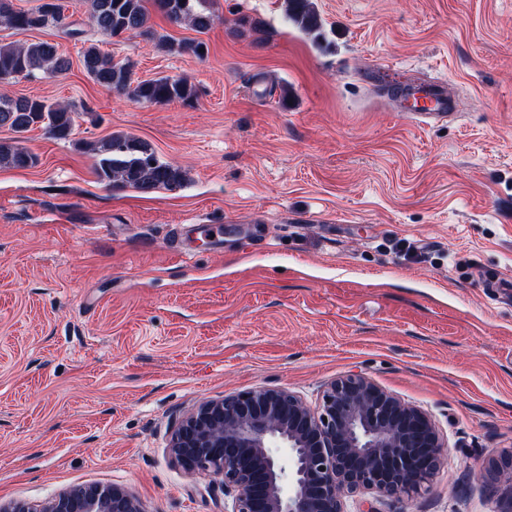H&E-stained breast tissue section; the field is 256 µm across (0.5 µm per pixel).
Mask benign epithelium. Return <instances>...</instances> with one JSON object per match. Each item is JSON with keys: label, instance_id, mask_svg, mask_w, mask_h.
Wrapping results in <instances>:
<instances>
[{"label": "benign epithelium", "instance_id": "7a95c632", "mask_svg": "<svg viewBox=\"0 0 512 512\" xmlns=\"http://www.w3.org/2000/svg\"><path fill=\"white\" fill-rule=\"evenodd\" d=\"M445 442L423 409L361 373L327 383L319 407L284 388H259L203 402L172 434L184 469L208 475L230 498L226 512H374L367 495L411 496L446 461ZM512 472V450L488 460ZM0 512H145L128 489L88 483Z\"/></svg>", "mask_w": 512, "mask_h": 512}]
</instances>
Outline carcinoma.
<instances>
[{
	"label": "carcinoma",
	"mask_w": 512,
	"mask_h": 512,
	"mask_svg": "<svg viewBox=\"0 0 512 512\" xmlns=\"http://www.w3.org/2000/svg\"><path fill=\"white\" fill-rule=\"evenodd\" d=\"M89 14L97 31L107 37L123 34L145 36L167 51L199 58L207 45L198 39L174 40L153 28L152 12L174 24H186L198 33L209 29L215 20L209 0H87ZM286 19L306 33L321 29L320 16L311 0H286ZM0 20L18 29L41 28L62 21L56 0H47L35 11H17L12 0H0ZM83 67L98 85L127 94L136 101L165 105L187 101L192 87L184 79L168 76L133 83L132 64L116 60L92 44L83 53ZM69 61L57 46L47 41L0 46V83L36 72L51 75L65 73ZM78 113L69 105L41 98L0 95V127L16 134L41 129L56 140H68L74 134ZM82 149L97 157L94 172L99 181L130 187L141 192L170 189L185 180L178 167L160 160L149 144L125 134H113L101 143H82ZM38 156L19 141L0 140V167L26 169L36 166Z\"/></svg>",
	"instance_id": "carcinoma-1"
}]
</instances>
